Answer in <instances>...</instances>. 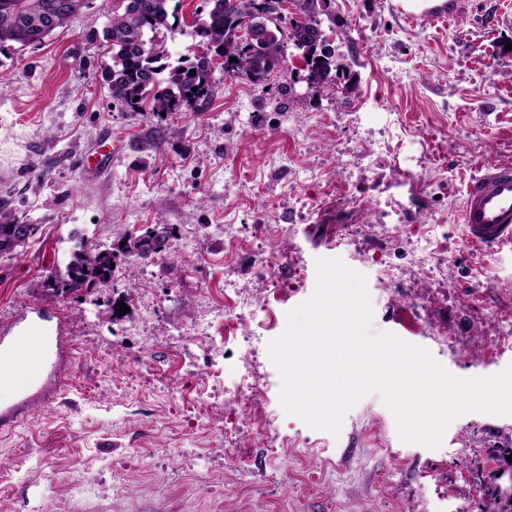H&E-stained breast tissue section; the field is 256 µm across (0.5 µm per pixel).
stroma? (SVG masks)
<instances>
[{
  "instance_id": "obj_1",
  "label": "stroma",
  "mask_w": 512,
  "mask_h": 512,
  "mask_svg": "<svg viewBox=\"0 0 512 512\" xmlns=\"http://www.w3.org/2000/svg\"><path fill=\"white\" fill-rule=\"evenodd\" d=\"M457 2L449 21L412 24L388 0H332L320 21L345 68L334 92L300 79L289 46L261 83L212 65L208 100L166 116L111 96L104 31L118 0H92L44 43L0 54V218L38 227L0 255V325L40 302L82 349L57 397L0 440V512L27 502L37 512H480V479L502 465L492 449L512 446V414L462 413L428 447L403 441L372 391L339 434L315 430L285 413L267 347L314 295L318 261L338 260L365 278L369 336L425 349L462 380L512 367V346L483 353L499 333L496 314L512 312V246L471 247L461 223L470 180L512 164V0ZM208 9L181 0L170 59L207 53L192 22ZM387 124L399 139L376 150L366 131ZM97 148L112 157L93 174L82 159ZM351 184L368 190V204H343ZM431 212L448 226L439 281L413 248ZM259 222L283 229L272 279L259 249L224 260L225 229ZM385 223L399 227L398 240L378 236ZM157 224L170 230L166 251L119 252L129 232ZM344 227L362 241L338 250ZM84 242L117 248L111 285L55 295L50 277ZM380 260L403 287L378 279ZM132 281L152 293L123 314ZM228 287L251 311L226 354L264 337L265 407L287 447L251 436L220 398L210 354L177 338L223 322ZM228 434L243 446L247 484L239 460L224 456Z\"/></svg>"
}]
</instances>
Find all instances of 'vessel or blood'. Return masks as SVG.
I'll return each mask as SVG.
<instances>
[{
    "mask_svg": "<svg viewBox=\"0 0 512 512\" xmlns=\"http://www.w3.org/2000/svg\"><path fill=\"white\" fill-rule=\"evenodd\" d=\"M393 11L408 21L435 22L445 10L433 0H390ZM462 223L468 241L487 248L512 244V168L498 167L469 183L462 206ZM72 339L64 322L49 325L41 307L24 312L13 323L0 327V382L18 374L34 377L36 392L10 406H0V425H10L54 398L62 387Z\"/></svg>",
    "mask_w": 512,
    "mask_h": 512,
    "instance_id": "obj_1",
    "label": "vessel or blood"
}]
</instances>
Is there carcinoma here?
Wrapping results in <instances>:
<instances>
[{"mask_svg": "<svg viewBox=\"0 0 512 512\" xmlns=\"http://www.w3.org/2000/svg\"><path fill=\"white\" fill-rule=\"evenodd\" d=\"M171 0H120L112 12L106 38L112 46L109 88L112 98L131 110L146 102L156 112H177L208 96V58L181 68L166 67L165 48ZM208 12L194 20L196 33L207 38L215 53L224 58V72L253 75L266 80L284 62L285 44L300 51L306 60L307 80L316 91H329L334 54L327 48L318 16L328 14L325 0H294L297 16L282 13L283 0H207ZM90 0H0V52L32 45L62 28ZM235 61H230V58ZM195 74H189V71ZM169 230L165 224L148 228L138 249L162 252ZM110 248L84 245L66 273L51 280L55 294L70 295L93 286L112 283ZM485 512H512V500L487 493Z\"/></svg>", "mask_w": 512, "mask_h": 512, "instance_id": "obj_1", "label": "carcinoma"}]
</instances>
